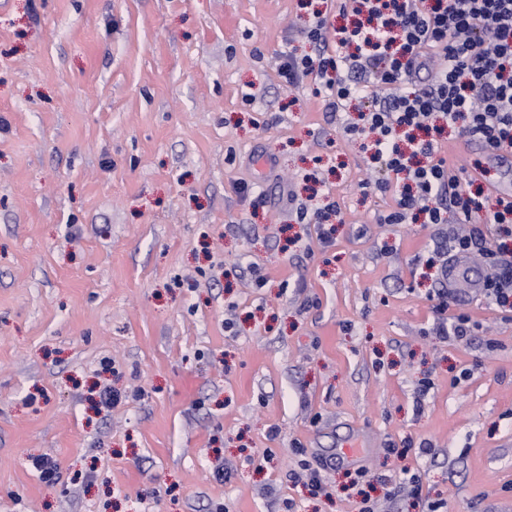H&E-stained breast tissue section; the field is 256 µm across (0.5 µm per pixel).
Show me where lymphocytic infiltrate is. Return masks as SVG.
<instances>
[{"instance_id":"f902f5d3","label":"lymphocytic infiltrate","mask_w":512,"mask_h":512,"mask_svg":"<svg viewBox=\"0 0 512 512\" xmlns=\"http://www.w3.org/2000/svg\"><path fill=\"white\" fill-rule=\"evenodd\" d=\"M343 11L357 16L355 26L337 30L331 46L318 20L307 32L314 53L285 54L282 74L292 85L315 76L330 108L363 104L360 124L346 134L373 135V160L402 177L383 223L411 215L427 224L470 223L485 208L482 192L462 185L433 141L416 134L441 117L485 149L512 146V0H346ZM422 70L430 82L418 88L413 76ZM488 211L494 246L478 247L471 233L452 236L448 248L463 257L481 249L495 269L484 282L487 296L512 310V250L504 244L512 238V193Z\"/></svg>"}]
</instances>
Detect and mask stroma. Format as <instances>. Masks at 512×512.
Instances as JSON below:
<instances>
[{
    "instance_id": "stroma-1",
    "label": "stroma",
    "mask_w": 512,
    "mask_h": 512,
    "mask_svg": "<svg viewBox=\"0 0 512 512\" xmlns=\"http://www.w3.org/2000/svg\"><path fill=\"white\" fill-rule=\"evenodd\" d=\"M318 12L348 22L0 0V512H512V311L459 296L470 336H436L448 225L380 223L397 177L346 136L356 103L281 74ZM439 155L463 179L486 153L449 129ZM28 466L34 470L40 480L45 483H54L58 480L59 467L51 457L40 455L28 458Z\"/></svg>"
}]
</instances>
